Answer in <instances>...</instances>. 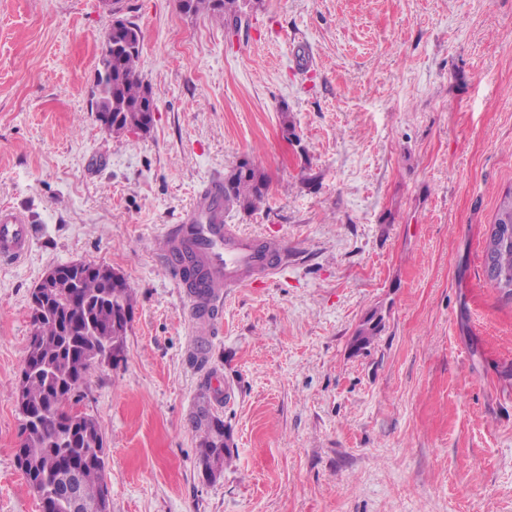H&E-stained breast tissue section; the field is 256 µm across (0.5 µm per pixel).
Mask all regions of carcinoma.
I'll use <instances>...</instances> for the list:
<instances>
[{"mask_svg": "<svg viewBox=\"0 0 512 512\" xmlns=\"http://www.w3.org/2000/svg\"><path fill=\"white\" fill-rule=\"evenodd\" d=\"M186 12L218 13L238 19L241 0H179ZM141 38L139 26L127 21L118 34L104 33L101 43L112 41V79L101 86L97 108L111 116L106 131L135 132L153 124L152 113L141 109L151 96L138 62L141 47L125 48L120 43ZM269 178L260 163L245 158L224 175L217 194L224 209L256 210L266 201ZM172 261L182 266L189 289L202 282L199 268L189 251H174ZM60 278L53 293L30 305L32 333L25 364L12 395L22 394L29 410L23 422L22 439L15 459L30 490L46 494L43 512H72L69 498L58 493L65 486L70 464L77 471L80 495L87 504L104 496L108 483L104 438L95 418L73 411L76 392L89 371L102 363H117L125 349L128 326L134 311L132 289L127 281L108 287L100 267L73 263L59 266ZM497 278L512 280V243L496 267ZM380 322L368 317L354 341L370 343ZM199 462L206 479L224 469L228 445L224 420L199 410L195 420Z\"/></svg>", "mask_w": 512, "mask_h": 512, "instance_id": "obj_1", "label": "carcinoma"}]
</instances>
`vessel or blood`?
Masks as SVG:
<instances>
[{
    "label": "vessel or blood",
    "instance_id": "vessel-or-blood-1",
    "mask_svg": "<svg viewBox=\"0 0 512 512\" xmlns=\"http://www.w3.org/2000/svg\"><path fill=\"white\" fill-rule=\"evenodd\" d=\"M218 188L209 182L181 216L170 245L193 252L204 274V295H191L190 313L196 335H212L210 310L218 308L225 289L261 285L279 272L278 258L288 252L279 239L242 235L224 222V212L210 208ZM34 241L26 217L13 209L0 210V262L11 264L26 257Z\"/></svg>",
    "mask_w": 512,
    "mask_h": 512
}]
</instances>
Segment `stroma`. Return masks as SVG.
<instances>
[{"label":"stroma","instance_id":"obj_1","mask_svg":"<svg viewBox=\"0 0 512 512\" xmlns=\"http://www.w3.org/2000/svg\"><path fill=\"white\" fill-rule=\"evenodd\" d=\"M114 8L0 0V207L35 228L0 265V512H41L12 392L33 288L79 261L135 298L123 359L79 402L111 512H512V295L483 261L512 188V0H251L233 35L178 0ZM116 15L141 30L146 134L91 110ZM245 158L269 195L224 221L288 255L263 287L225 289L202 362L160 244ZM203 394L231 451L213 481Z\"/></svg>","mask_w":512,"mask_h":512}]
</instances>
